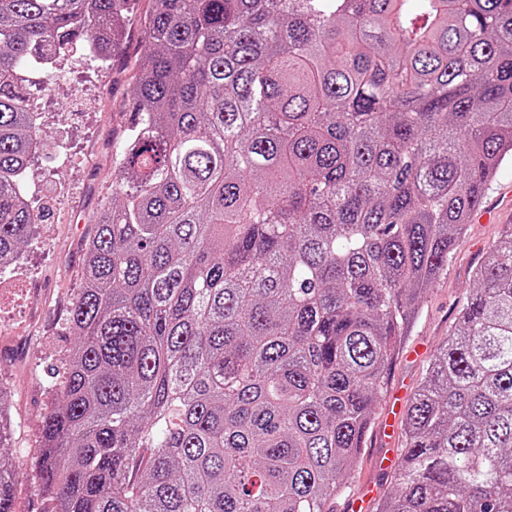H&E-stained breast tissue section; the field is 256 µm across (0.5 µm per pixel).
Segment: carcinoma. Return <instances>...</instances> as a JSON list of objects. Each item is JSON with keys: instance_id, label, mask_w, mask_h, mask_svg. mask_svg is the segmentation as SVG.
<instances>
[{"instance_id": "obj_1", "label": "carcinoma", "mask_w": 512, "mask_h": 512, "mask_svg": "<svg viewBox=\"0 0 512 512\" xmlns=\"http://www.w3.org/2000/svg\"><path fill=\"white\" fill-rule=\"evenodd\" d=\"M128 0H0V272L43 211L29 69ZM40 419L46 512H333L427 287L512 160V0H153ZM0 448V512H13ZM375 512H512V230Z\"/></svg>"}]
</instances>
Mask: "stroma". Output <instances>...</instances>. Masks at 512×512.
Returning <instances> with one entry per match:
<instances>
[{
  "mask_svg": "<svg viewBox=\"0 0 512 512\" xmlns=\"http://www.w3.org/2000/svg\"><path fill=\"white\" fill-rule=\"evenodd\" d=\"M150 0H133L127 39L110 65L81 56L61 65L68 80L52 86L38 101L39 127L69 157L59 166L54 154L32 159L24 187L29 197L45 202L46 217L16 263L0 275V392L5 395V443L15 463L14 512H44L45 500L32 475L41 448V415L54 402L53 368L67 356L73 337L68 312L82 286V244L93 229V217L111 200L112 150L125 110L126 83L144 51L139 28ZM512 225V163H503L480 208L472 214L448 270L421 303V314L403 353L394 363L389 391L412 396L428 365L456 323L458 310L478 266L492 243ZM401 434L367 443L336 498L334 512H347V502L373 491L388 493L393 472L379 458L399 454Z\"/></svg>",
  "mask_w": 512,
  "mask_h": 512,
  "instance_id": "obj_1",
  "label": "stroma"
}]
</instances>
